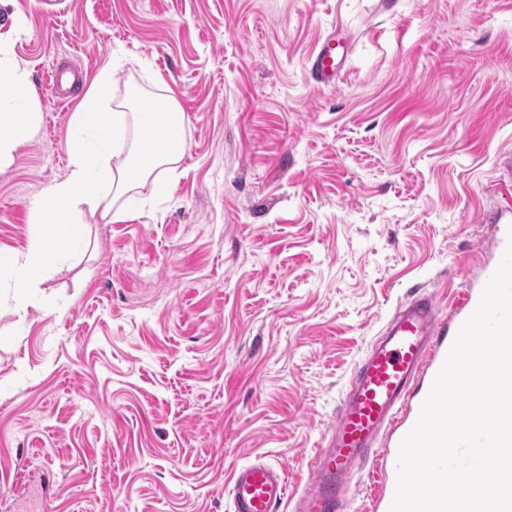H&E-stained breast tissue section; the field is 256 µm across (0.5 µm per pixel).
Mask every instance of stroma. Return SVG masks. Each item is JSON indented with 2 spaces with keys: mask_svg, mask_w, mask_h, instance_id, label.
Listing matches in <instances>:
<instances>
[{
  "mask_svg": "<svg viewBox=\"0 0 512 512\" xmlns=\"http://www.w3.org/2000/svg\"><path fill=\"white\" fill-rule=\"evenodd\" d=\"M0 0V71L37 136L0 171V251L67 172L69 122L104 66L175 97L185 154L87 218L77 256L16 312L0 287V512H230L262 456L303 486L354 362L398 302L449 299L512 150V0ZM350 36L336 87L308 61ZM85 84L60 105L49 83Z\"/></svg>",
  "mask_w": 512,
  "mask_h": 512,
  "instance_id": "obj_1",
  "label": "stroma"
}]
</instances>
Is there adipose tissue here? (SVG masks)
Here are the masks:
<instances>
[{
	"instance_id": "ef3b65f1",
	"label": "adipose tissue",
	"mask_w": 512,
	"mask_h": 512,
	"mask_svg": "<svg viewBox=\"0 0 512 512\" xmlns=\"http://www.w3.org/2000/svg\"><path fill=\"white\" fill-rule=\"evenodd\" d=\"M111 68H104L87 92L70 120L68 173L63 180L47 186L32 208L28 229L29 244L25 250L0 253V274L9 276L18 299L19 315H27L26 300L41 280L77 245L88 214L117 220L112 210L113 199L143 181L153 180L155 191L169 195L168 180L152 179L159 166L178 162L185 152L180 136L184 116L174 102L157 109L137 99L138 110L133 117L125 113H108L101 106L110 94ZM34 91L22 72L6 75L0 81V170L13 162L18 145L32 139L38 127L29 105ZM134 120L149 144L148 150L122 153L123 134L127 120ZM124 154L120 165H112L111 155Z\"/></svg>"
}]
</instances>
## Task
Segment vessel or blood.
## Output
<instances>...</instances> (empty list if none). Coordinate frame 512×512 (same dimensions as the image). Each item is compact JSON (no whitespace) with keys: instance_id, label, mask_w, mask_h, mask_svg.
<instances>
[{"instance_id":"obj_1","label":"vessel or blood","mask_w":512,"mask_h":512,"mask_svg":"<svg viewBox=\"0 0 512 512\" xmlns=\"http://www.w3.org/2000/svg\"><path fill=\"white\" fill-rule=\"evenodd\" d=\"M334 51L332 39H325L310 60L314 80L326 86L337 83ZM479 222L485 228L480 248L462 263L464 286L454 300L441 305L429 290L408 295L355 363L336 416L307 460L302 489L290 492L285 470L258 458L233 470L231 512H349L363 475L375 486L370 512H389L400 442L512 236L510 208L484 211Z\"/></svg>"}]
</instances>
